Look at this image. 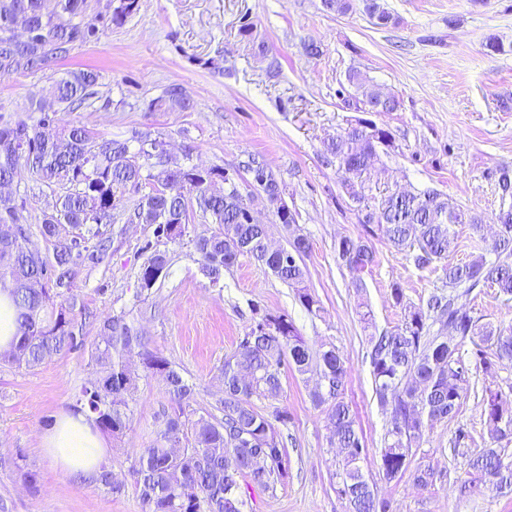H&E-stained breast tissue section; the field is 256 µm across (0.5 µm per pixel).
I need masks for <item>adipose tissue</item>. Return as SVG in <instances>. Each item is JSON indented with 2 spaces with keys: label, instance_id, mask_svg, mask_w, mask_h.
I'll return each mask as SVG.
<instances>
[{
  "label": "adipose tissue",
  "instance_id": "obj_1",
  "mask_svg": "<svg viewBox=\"0 0 512 512\" xmlns=\"http://www.w3.org/2000/svg\"><path fill=\"white\" fill-rule=\"evenodd\" d=\"M46 456L66 473L91 474L99 468L105 453L104 440L84 414H64L42 435Z\"/></svg>",
  "mask_w": 512,
  "mask_h": 512
}]
</instances>
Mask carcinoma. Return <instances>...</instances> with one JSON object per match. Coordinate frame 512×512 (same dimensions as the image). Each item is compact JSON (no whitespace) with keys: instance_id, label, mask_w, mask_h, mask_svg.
<instances>
[{"instance_id":"carcinoma-1","label":"carcinoma","mask_w":512,"mask_h":512,"mask_svg":"<svg viewBox=\"0 0 512 512\" xmlns=\"http://www.w3.org/2000/svg\"><path fill=\"white\" fill-rule=\"evenodd\" d=\"M111 12L104 27L120 26L136 13L139 0H109ZM88 0H0V77L17 72H37L63 61L78 46L99 39L100 29L80 21ZM365 13L378 27L393 22L378 3L365 0ZM100 75L92 69L67 70L54 79L50 90L58 112H73L98 94ZM355 88V104L373 112H395L396 96L367 82L357 72L348 75ZM194 102L179 84L168 86L153 99L149 109L185 112ZM29 111L40 113L33 124L5 122L0 125V185L14 181L27 170L44 186L59 188L55 207L42 214L40 233L52 245V255H41L29 246V227L23 223L27 197L0 193V286L8 288L16 308L17 334L0 360L34 369L57 354L85 349L83 324L77 319L78 295L74 281L81 267L102 259L110 239L100 225L112 224L124 194L143 189L133 208L123 210L126 221L155 225L154 234L164 248H154L140 271L151 290L166 276L170 240L160 235L163 224L187 226L195 215L217 228L196 242L204 274L214 284L224 270L247 256L268 268L295 290L310 314L320 311L315 294L305 285V269L298 260L310 243L295 233L281 215L279 182L264 163L252 160L247 171L262 172L260 187L274 215L289 235L288 252L295 264H284L270 251L253 224L243 222L250 203L234 187L220 193L209 191L208 182L224 177L218 168L181 163L162 149L160 137L135 131L125 140L95 136L85 127L57 118L46 111L44 97H33ZM393 145L386 129L371 131L356 123L326 145L324 157L336 163L342 187L357 204L362 233L343 238L337 245L339 259L356 273L375 262L370 239L378 234L395 249L415 251V265L424 269L435 262L442 266L448 294L432 295L426 307L405 305L400 284L392 285L394 303L404 307L402 323L395 329L368 338L375 394L390 411L392 429L380 456V470L389 481L408 479L426 485L430 469L409 470L412 445L420 441L434 422L452 419L463 401V384L469 381L470 362L461 345L472 343L471 358L483 374H492L512 363V324H479L473 311L459 299L477 288L494 287L512 297V205L496 216L498 232L491 243L477 246L478 253L461 263L448 257L456 247L457 224H469L477 232L483 220L453 205L435 191L393 192L378 202L366 193L364 175L380 153ZM65 225L77 230L68 237ZM98 340L90 351L94 377L77 396V411L93 417L97 429L118 438L128 428L141 374L159 375L177 409L159 418L155 443L137 452L132 469L142 512H244L246 501L239 479L247 478L263 489H273L288 478V451L280 427L288 426V409L265 414L253 405L255 398L275 399L282 390V368L301 375L315 372L322 387L311 391L312 403L329 406L327 441L339 457L336 493L345 500L347 512H390V503L378 496L363 473L361 462L367 448L355 417L345 401L348 367L335 349L316 351L285 315L268 316L254 323L235 351L224 357L221 369L223 396L211 413L188 410L193 387L164 357L148 348L146 336L122 316L99 323ZM485 423L491 439H512V400L487 389L482 394ZM472 436L459 426L452 439L453 452L463 458L470 480L462 490L475 489L496 480L495 494L512 493V481L497 479L505 461L504 448H470ZM92 482L119 494L123 483L102 464Z\"/></svg>"}]
</instances>
